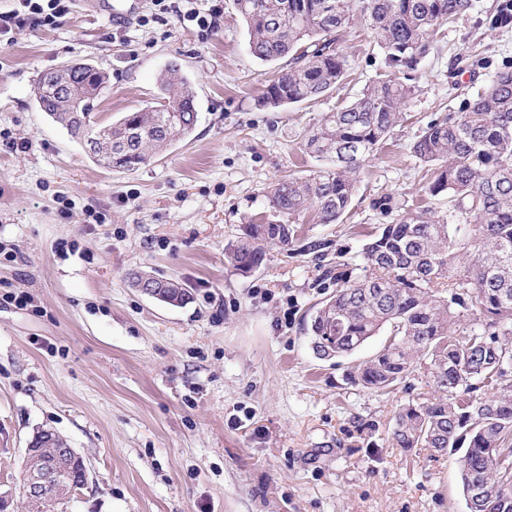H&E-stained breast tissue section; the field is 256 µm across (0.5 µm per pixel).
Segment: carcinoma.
Instances as JSON below:
<instances>
[{
  "instance_id": "cac0c4a2",
  "label": "carcinoma",
  "mask_w": 512,
  "mask_h": 512,
  "mask_svg": "<svg viewBox=\"0 0 512 512\" xmlns=\"http://www.w3.org/2000/svg\"><path fill=\"white\" fill-rule=\"evenodd\" d=\"M355 2L234 0L251 54L265 63L285 61L256 106L309 103L343 84L349 66L335 34L352 20ZM471 6L472 0H362L374 42L397 73L427 54L436 26ZM107 82L90 63L64 76L41 75L35 91L41 111L66 122L81 145L96 138L99 166L134 171L193 132L195 95L178 70L160 75L161 97L153 105L100 124L94 108ZM414 92L397 76L380 79L310 125L305 149L332 164L267 186L269 216L242 225L224 247L227 262L244 276L254 272L267 246L292 242L311 206L319 223H337L355 195L354 174L383 147ZM411 153L429 166L427 191L448 199V213L408 214L384 225L363 249L366 275L317 303L313 349L321 358L348 357L390 328L369 360L348 367L346 381L384 393L424 377L434 395L396 414L395 447L458 455L463 494L482 489L478 512H512V70L496 72L460 115L429 123ZM460 256L468 267L457 275ZM151 279L164 285L167 304L189 299L176 280ZM82 478L75 459L66 466L65 484L77 486ZM69 502L50 489L39 503L24 500V512H55Z\"/></svg>"
}]
</instances>
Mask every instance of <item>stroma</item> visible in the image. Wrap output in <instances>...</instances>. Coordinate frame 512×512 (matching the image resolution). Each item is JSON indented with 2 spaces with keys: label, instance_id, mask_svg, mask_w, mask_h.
<instances>
[{
  "label": "stroma",
  "instance_id": "1",
  "mask_svg": "<svg viewBox=\"0 0 512 512\" xmlns=\"http://www.w3.org/2000/svg\"><path fill=\"white\" fill-rule=\"evenodd\" d=\"M137 3L118 21L71 0L59 25L0 46V493L17 494L24 448L44 428L90 469L67 512H467L454 458L410 463L388 439L399 408L431 388L382 395L345 379L387 332L321 359L308 329L335 274H361L363 245L389 221L377 201L397 214L444 209L410 147L512 66L500 0H473L431 34L416 93L358 171L343 219L305 213L293 245L267 247L248 276L225 245L267 216L271 182L320 167L305 128L384 73L382 54L356 15L338 34L347 84L261 110L274 66L251 54L233 0H194L216 15L206 33ZM75 60L109 76L100 123L156 102L160 74L177 66L197 95L194 132L136 171L98 166L33 94L42 73ZM62 239L77 251L56 252ZM133 271L178 280L187 303L143 294Z\"/></svg>",
  "mask_w": 512,
  "mask_h": 512
}]
</instances>
